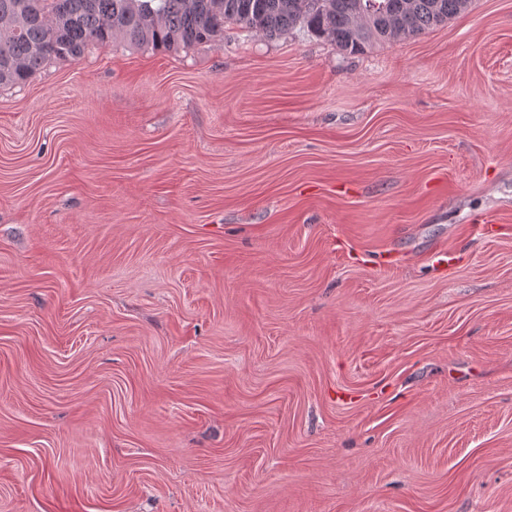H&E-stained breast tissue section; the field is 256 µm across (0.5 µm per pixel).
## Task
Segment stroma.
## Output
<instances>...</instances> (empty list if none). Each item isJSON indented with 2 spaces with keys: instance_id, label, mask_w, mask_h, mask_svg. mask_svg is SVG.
Masks as SVG:
<instances>
[{
  "instance_id": "1",
  "label": "stroma",
  "mask_w": 512,
  "mask_h": 512,
  "mask_svg": "<svg viewBox=\"0 0 512 512\" xmlns=\"http://www.w3.org/2000/svg\"><path fill=\"white\" fill-rule=\"evenodd\" d=\"M0 512H512V0L1 86Z\"/></svg>"
}]
</instances>
